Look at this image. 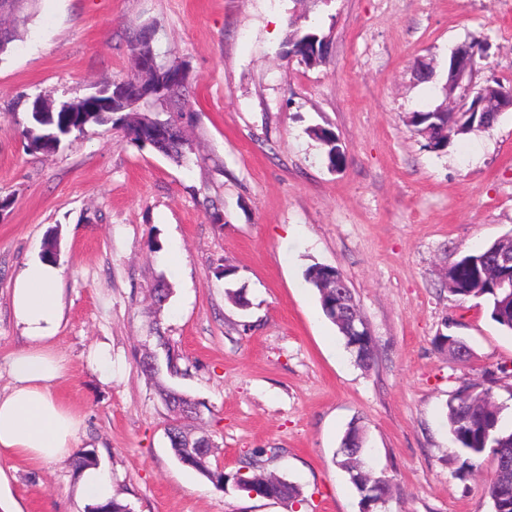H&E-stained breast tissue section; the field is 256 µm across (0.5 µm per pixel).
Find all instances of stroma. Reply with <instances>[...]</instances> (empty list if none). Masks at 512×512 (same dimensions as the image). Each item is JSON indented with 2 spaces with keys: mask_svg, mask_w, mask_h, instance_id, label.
<instances>
[{
  "mask_svg": "<svg viewBox=\"0 0 512 512\" xmlns=\"http://www.w3.org/2000/svg\"><path fill=\"white\" fill-rule=\"evenodd\" d=\"M295 17L326 36L325 64L283 57ZM131 20L154 24L157 52L188 68L193 153L179 165L106 125L28 152L23 101L124 77ZM470 41L487 47L476 85L511 83L512 0H37L0 56V198L14 199L0 212V390L24 344L11 290L52 239L64 311L53 346L67 362L56 394L83 418L76 449L94 452L130 512H359L334 462L354 422L367 469L393 479L385 512H492L493 466L464 468L446 403L496 370L512 415V333L485 301L451 297L443 273L512 232V112L442 152L405 122L442 101L450 54ZM421 59L435 68L426 82ZM317 126L336 133L338 167ZM315 263L346 277L374 341L369 368L324 316L305 279ZM160 285L171 295L157 326ZM158 327L182 355L170 383L200 401L215 464L233 473L265 449L264 472L301 486L303 503L218 490L176 460L139 364ZM101 343L108 383L88 362ZM77 480L65 460L0 461L18 512H90Z\"/></svg>",
  "mask_w": 512,
  "mask_h": 512,
  "instance_id": "obj_1",
  "label": "stroma"
}]
</instances>
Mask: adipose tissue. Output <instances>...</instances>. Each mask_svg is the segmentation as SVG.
I'll return each mask as SVG.
<instances>
[{"label":"adipose tissue","mask_w":512,"mask_h":512,"mask_svg":"<svg viewBox=\"0 0 512 512\" xmlns=\"http://www.w3.org/2000/svg\"><path fill=\"white\" fill-rule=\"evenodd\" d=\"M58 268L36 259L16 279L12 310L25 339L8 362L9 384L0 392V456L32 465L69 457L80 427L55 390L66 372L50 345L63 318Z\"/></svg>","instance_id":"obj_1"}]
</instances>
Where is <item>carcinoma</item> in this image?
<instances>
[{
	"label": "carcinoma",
	"instance_id": "1",
	"mask_svg": "<svg viewBox=\"0 0 512 512\" xmlns=\"http://www.w3.org/2000/svg\"><path fill=\"white\" fill-rule=\"evenodd\" d=\"M35 0H0V55L5 53L31 18V8ZM129 40L132 66L125 77L104 83L94 92L75 101H51L49 112L35 111V101L27 102L26 121L22 125L21 136L35 153H51L63 140L75 135L80 136L86 128L93 125H111L131 142L145 146L148 141V129L151 123H165L172 127L169 140L156 148L162 155L180 162L193 151V144L185 137L181 126L183 111L191 107L186 96L188 86L170 92L167 90L169 79L189 75L181 73L184 63L174 55L161 57L154 44L143 42L146 32L154 30L148 23L129 24ZM283 55L296 58L303 64L314 67L326 62L328 44L325 37L303 29L292 22L289 25L288 38L284 44ZM500 114L487 112L475 121L463 112L436 113L429 109L409 113L406 125L411 132L420 136L427 130L433 131V150L443 151L448 146V127L456 129L455 136L465 137L474 132L492 130ZM313 136L325 149L329 164L336 166L343 161V152L336 134L327 128H315ZM512 250L509 240H496L487 246L462 256L445 272L444 278L448 293L459 298H482L490 310L491 318L505 331L512 332V291L497 287V282L506 277L512 280V265L490 272L492 257L489 253ZM322 272V265L313 264L306 270V280L317 288L322 310L336 300V289L325 283L316 282V274ZM170 295L168 288L152 290L153 316L156 330L160 327V311ZM158 340L166 347L165 372L170 377L182 373L181 354L175 345L163 335ZM344 343L354 357L355 363L366 368L374 359V344L359 336H346ZM156 393L168 414V426L175 429L177 437L169 440L175 457L184 465L196 470L219 490L233 482L240 492L251 495L257 493L262 498L288 501H303V492L297 485L280 477L254 471L250 475L239 472L228 475L212 462L214 449L193 459L185 457V443L194 434L187 431L184 421L190 415L176 410L170 400L174 388L165 384L159 374L150 375ZM448 428L453 441L466 456L464 464L475 466L485 455L494 462L493 476L487 485V495L492 502L493 512H512V431L505 429L502 423V405L498 404L490 389L478 383H468L453 393L446 404ZM354 439H363L362 430L351 424L340 450V459L336 465L347 472L359 493L360 512H380L385 501L382 497L391 490L390 480L385 476L376 477L380 483L381 495L364 493L362 485L368 479L362 459L363 449L349 447Z\"/></svg>",
	"mask_w": 512,
	"mask_h": 512
}]
</instances>
